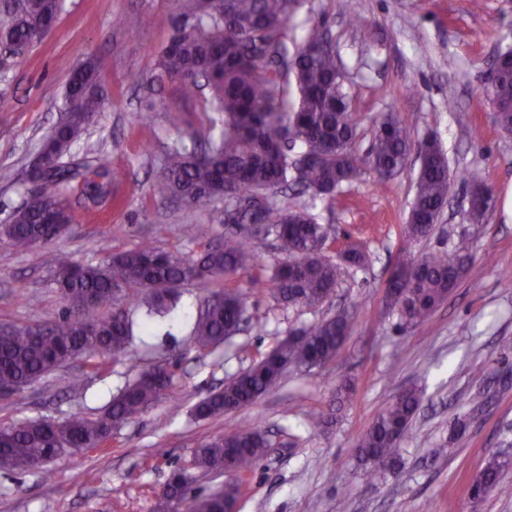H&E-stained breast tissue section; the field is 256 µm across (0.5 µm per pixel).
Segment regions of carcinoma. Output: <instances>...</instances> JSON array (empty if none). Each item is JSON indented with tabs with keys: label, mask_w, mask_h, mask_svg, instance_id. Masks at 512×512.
Masks as SVG:
<instances>
[{
	"label": "carcinoma",
	"mask_w": 512,
	"mask_h": 512,
	"mask_svg": "<svg viewBox=\"0 0 512 512\" xmlns=\"http://www.w3.org/2000/svg\"><path fill=\"white\" fill-rule=\"evenodd\" d=\"M179 4L177 32L161 47L155 68L159 76L178 83L185 98L195 97L202 85L208 88L210 129L218 133L207 136L200 151L184 143L172 147L163 158L158 193L186 212L222 201L224 223L237 225L238 231L224 234V240L191 259L161 251L149 239L95 265H79L58 254L52 283L65 309L55 320L0 327V388L20 390L74 359L103 353L140 362L130 350L133 322L127 312L115 311L131 292L146 307L140 329L150 335L155 319L174 311L180 289L195 284L207 292L194 318L195 344L201 350L223 344L241 330L247 305L232 283L239 270L256 261L248 239L262 233L275 234L284 258L255 281V291L270 287L293 305L325 302L335 292L341 270L364 266L368 255L359 245L341 249L342 260L324 255L330 246L329 228L305 208L275 204L278 192L290 186L314 198L333 196L361 175L362 165L386 181L407 171L414 155L419 168L403 240L410 247L435 231L449 189L448 159L440 141L429 136L413 144L406 126L388 112L376 123L366 159L357 157L351 143L358 115L343 90L325 29H307L302 45L289 53L287 26L302 0ZM60 8V0H10L11 20L0 39L20 46L32 43L37 39L32 20L53 18ZM98 84L94 60L69 80L64 119L40 149L52 165L27 189L25 204L4 226L18 251L51 244L68 231L74 221L65 202L70 193L77 190L95 204L115 180L101 157L74 167L63 161L99 110ZM485 93L496 104L495 124L512 133V49L499 52L497 80ZM467 182L469 191L479 189L481 194L472 199L466 221L479 225L495 207L496 197L478 175L469 174ZM464 251L457 249V264L446 251L402 253L387 283L400 328L432 320L466 272L469 256ZM217 281L224 287L211 288ZM352 319L353 313L344 309L301 329L225 382L223 389L202 398L195 414L210 418L245 408L272 392L285 370L310 371L327 364L343 348ZM170 388L171 375L147 365L96 416L76 414L63 423H1L0 468L46 466L72 448H102L113 430L169 396ZM421 398L416 386L401 390L358 438V458L370 466L371 480H381L399 462L400 443ZM269 447L267 435L250 426L212 437L194 449L192 467L210 475L228 464L237 480L222 494H204L187 484L177 468L158 495L156 512H225L224 499L237 501L244 474ZM511 469L512 460L493 454L482 471V483L496 487Z\"/></svg>",
	"instance_id": "1"
}]
</instances>
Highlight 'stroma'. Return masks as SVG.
<instances>
[{
	"mask_svg": "<svg viewBox=\"0 0 512 512\" xmlns=\"http://www.w3.org/2000/svg\"><path fill=\"white\" fill-rule=\"evenodd\" d=\"M348 0H305L288 26L297 49L309 26L324 25L344 67V86L360 116L352 143L366 154L376 120L395 113L413 141L436 135L448 158V202L431 238L415 252L454 250L466 244L470 265L447 302L426 324L402 331L384 304L387 279L405 244L414 174L378 181L371 169L335 197L307 207L335 237L327 256L347 243L366 244L368 263L346 269L329 300L292 306L272 292L256 293L255 279L278 259L273 238L254 239L256 265L240 270L234 285L247 298L256 325L230 343L200 351L191 336L203 290H181L175 311L153 335L135 333L146 362L175 356L169 399L114 431L106 447L64 454L44 467L0 470V512H155L156 495L173 469L189 463L195 448L245 423L272 443L246 478L237 512H512V472L503 489L473 497L475 477L490 456H512V134L494 122L484 74L498 51L512 47V0H359L351 22ZM117 14L144 20L136 34L113 27ZM178 0H62L54 27L18 55L0 54V225L24 201L28 171L42 139L62 116L72 69L89 58L99 65L101 104L94 123L67 156L79 164L104 154L115 169L112 196L91 204L71 194L74 214L55 243L27 252L0 233V323L58 318L64 304L50 282L58 251L95 264L145 238L185 257L201 241L185 231L207 224L223 239L224 206L193 213L161 201L157 172L165 151L180 137L205 135V98H182L177 83L156 79L154 59L173 35ZM179 107L180 125L169 110ZM474 171L492 187L497 204L485 224L463 223ZM351 305V335L336 356L309 373L288 372L278 389L224 415L196 419L193 407L225 379L271 351L288 334ZM103 375L87 377L84 391L71 378L85 375L71 361L44 379L0 396V423L47 418L63 422L97 414L137 368L105 356ZM419 385L424 398L401 442L400 465L371 481L357 455V437L402 388ZM324 423L311 427L309 412ZM469 423L452 458L434 456L456 417ZM164 449L153 457V449Z\"/></svg>",
	"mask_w": 512,
	"mask_h": 512,
	"instance_id": "stroma-1",
	"label": "stroma"
}]
</instances>
